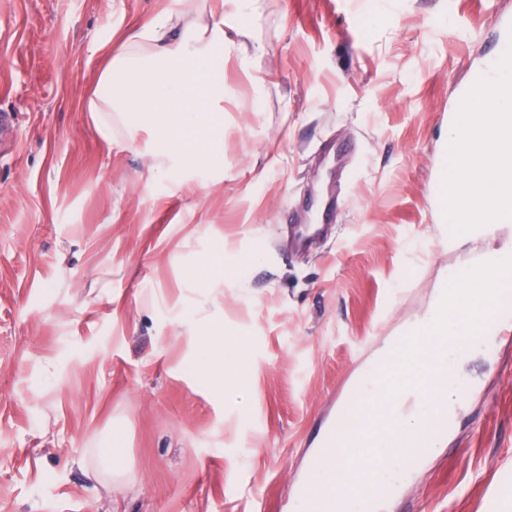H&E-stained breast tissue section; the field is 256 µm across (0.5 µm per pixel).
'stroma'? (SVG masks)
<instances>
[{"label":"stroma","mask_w":512,"mask_h":512,"mask_svg":"<svg viewBox=\"0 0 512 512\" xmlns=\"http://www.w3.org/2000/svg\"><path fill=\"white\" fill-rule=\"evenodd\" d=\"M172 3L0 0V512H290L352 376L471 256L432 189L512 0H263L223 167L161 176L149 123L106 137L83 103L112 34ZM215 250L232 273L198 287ZM208 327L244 341L243 392L197 370ZM458 361L472 394L382 512H512V338Z\"/></svg>","instance_id":"35a3bbf8"}]
</instances>
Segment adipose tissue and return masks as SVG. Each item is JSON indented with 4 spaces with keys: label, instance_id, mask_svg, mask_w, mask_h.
<instances>
[{
    "label": "adipose tissue",
    "instance_id": "adipose-tissue-1",
    "mask_svg": "<svg viewBox=\"0 0 512 512\" xmlns=\"http://www.w3.org/2000/svg\"><path fill=\"white\" fill-rule=\"evenodd\" d=\"M261 0H176L174 8L134 25L111 48L84 109L111 127L116 112L146 121L168 162L193 169L218 165L224 132V51L235 46L243 64L263 58L265 44L242 27ZM199 368L218 390L237 389L247 365L238 344L212 331L197 336Z\"/></svg>",
    "mask_w": 512,
    "mask_h": 512
}]
</instances>
